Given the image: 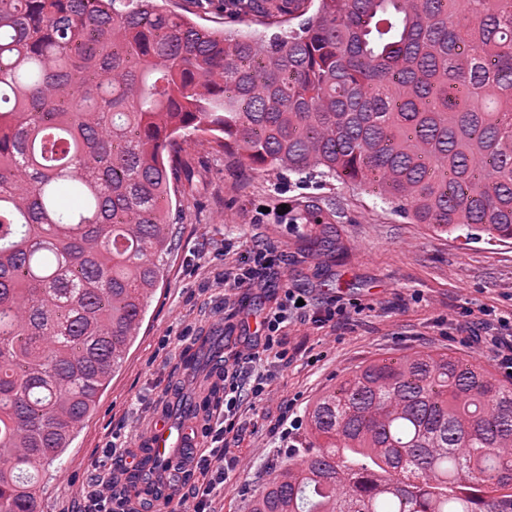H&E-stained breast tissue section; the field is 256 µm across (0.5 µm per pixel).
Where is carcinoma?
I'll use <instances>...</instances> for the list:
<instances>
[{"instance_id": "obj_1", "label": "carcinoma", "mask_w": 512, "mask_h": 512, "mask_svg": "<svg viewBox=\"0 0 512 512\" xmlns=\"http://www.w3.org/2000/svg\"><path fill=\"white\" fill-rule=\"evenodd\" d=\"M226 36L158 0H0V512H40L173 245L180 131L372 184L414 224L512 241V0H281ZM220 350L183 357L193 374ZM251 512H512V384L416 352L354 371ZM124 493L165 496L162 479Z\"/></svg>"}]
</instances>
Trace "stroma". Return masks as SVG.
Returning <instances> with one entry per match:
<instances>
[{
  "mask_svg": "<svg viewBox=\"0 0 512 512\" xmlns=\"http://www.w3.org/2000/svg\"><path fill=\"white\" fill-rule=\"evenodd\" d=\"M199 25L229 33H271L268 19L238 14L233 0H162ZM173 171L169 218L176 247L137 336L94 411L77 429L60 466L42 480L41 512L76 505L104 466L124 497L126 463L155 418L181 422L196 413L199 441L180 474L169 512L203 475L198 460L208 427L224 411L223 396L184 373L186 351L201 336L223 344L224 357L250 371L247 354L263 352L270 379L264 395L243 404L235 431L239 459L212 512H249L253 495L287 456L309 441L305 410L312 401L370 361L414 351L452 352L478 360L500 381L492 337L512 336V244L471 242L412 224L361 188L331 178L307 180L284 170L242 169L222 142L187 131ZM317 210L330 250L311 247ZM265 248L246 302L225 299L217 281L225 269L250 262ZM305 296L291 312L281 343L264 351L262 323L286 291Z\"/></svg>",
  "mask_w": 512,
  "mask_h": 512,
  "instance_id": "obj_1",
  "label": "stroma"
}]
</instances>
